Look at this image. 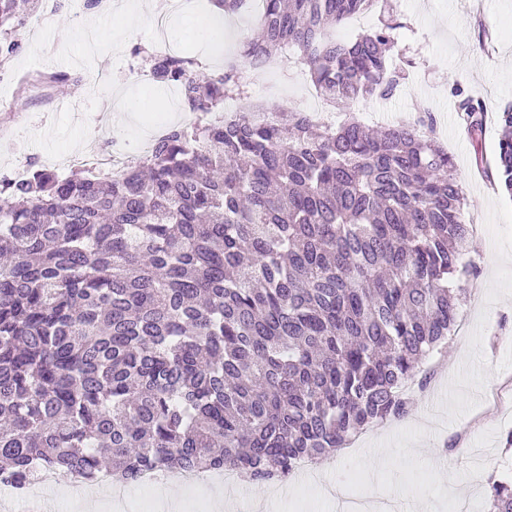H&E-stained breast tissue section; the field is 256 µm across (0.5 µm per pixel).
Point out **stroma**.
<instances>
[{
    "instance_id": "obj_1",
    "label": "stroma",
    "mask_w": 512,
    "mask_h": 512,
    "mask_svg": "<svg viewBox=\"0 0 512 512\" xmlns=\"http://www.w3.org/2000/svg\"><path fill=\"white\" fill-rule=\"evenodd\" d=\"M139 0H110L109 10L77 12L74 0H56L48 23L25 21L21 44L0 68V175L36 159L59 176L87 149L108 154L113 142L134 148L155 125L146 110L128 112L120 128L106 122L118 99L152 98L154 82L133 80L131 71L149 73L153 31L141 20L121 43L108 38ZM399 22L392 61L405 78L396 97H363L339 103L337 119L353 114L371 126H386L396 112L426 103L440 142L454 162L473 228L469 252L481 274L461 307V325L432 362L448 369L435 390L410 387L409 416L367 430L355 445L326 460V477L350 500L365 497L367 476L380 466L376 486L387 512L406 499H423L427 512H486L487 484H470L471 474L503 476L512 454L502 437L512 431V401L494 405L493 396L512 394V200L480 174L478 159H493L500 128L497 114L512 102V0H390ZM498 33L492 52L478 47L475 18ZM143 47L134 55V47ZM49 72L59 78L49 95L31 88L29 78ZM252 99L288 98L293 111L305 108L309 75L297 58L287 74L246 68ZM479 97L488 113L481 145H474L457 123L453 87Z\"/></svg>"
}]
</instances>
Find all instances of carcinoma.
Masks as SVG:
<instances>
[{
  "instance_id": "cac0c4a2",
  "label": "carcinoma",
  "mask_w": 512,
  "mask_h": 512,
  "mask_svg": "<svg viewBox=\"0 0 512 512\" xmlns=\"http://www.w3.org/2000/svg\"><path fill=\"white\" fill-rule=\"evenodd\" d=\"M0 0V62L21 13ZM376 11L371 30L336 38ZM388 0H266L243 63L291 50L331 103L399 91ZM196 114L119 174L62 178L29 163L0 180V481L37 468L128 482L154 470L224 468L288 479L368 427L404 419L401 387L455 330L479 275L448 150L431 113L373 132L290 111L254 123L234 62L199 76L186 54L151 55ZM479 139L480 98L454 90ZM486 177L512 195V104ZM488 512H512L490 479Z\"/></svg>"
}]
</instances>
